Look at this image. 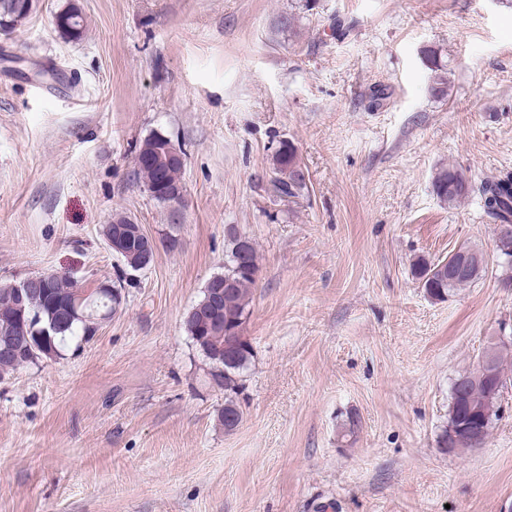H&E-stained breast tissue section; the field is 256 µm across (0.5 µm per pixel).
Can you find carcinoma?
I'll return each instance as SVG.
<instances>
[{
  "label": "carcinoma",
  "instance_id": "carcinoma-1",
  "mask_svg": "<svg viewBox=\"0 0 512 512\" xmlns=\"http://www.w3.org/2000/svg\"><path fill=\"white\" fill-rule=\"evenodd\" d=\"M36 7V0H0V19L7 20L13 30ZM60 36L68 41L79 40L84 33V23L63 22L57 26ZM429 68L433 75L432 90L445 95L448 78L444 66L435 54L429 55ZM170 138L153 133L144 138L136 154V175L143 180L151 196L160 203H167L170 195L182 189L184 164H167L161 160ZM274 185L278 193L294 198L306 186L297 149L293 143H280L274 157ZM433 191L444 204L452 207L474 191L472 181L454 166L440 169L433 180ZM483 206L496 224H512V173L506 172L480 184ZM227 254L224 272L212 276L206 283L198 308L213 305L214 298L208 291L223 285L230 278L233 284L224 290L215 316L190 311L185 330L194 346L208 361L214 383L224 389V410L221 419L224 429L234 430L242 420V411L236 400L243 387L244 372L253 356L250 340L243 335V326L250 313V289L259 272L255 242L241 233L236 226L226 231ZM142 260L138 243L129 241L124 247L121 263L133 268ZM413 275L427 296L444 302L459 288L476 281L483 273L477 268L469 277H457L448 271L443 260H418L413 264ZM50 294V299L34 291L20 300L14 295V285H0V346L8 343L12 354L0 355V376L14 372L39 359H52L61 355L71 343L89 341L98 329L97 315L88 310L73 314L75 306H83L99 295V290L87 295L76 287L72 277L50 271L36 274Z\"/></svg>",
  "mask_w": 512,
  "mask_h": 512
}]
</instances>
